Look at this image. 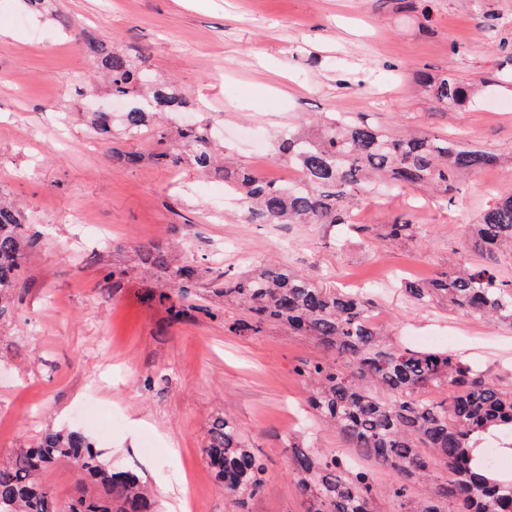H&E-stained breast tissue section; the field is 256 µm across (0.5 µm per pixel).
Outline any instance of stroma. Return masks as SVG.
<instances>
[{
  "label": "stroma",
  "instance_id": "stroma-1",
  "mask_svg": "<svg viewBox=\"0 0 512 512\" xmlns=\"http://www.w3.org/2000/svg\"><path fill=\"white\" fill-rule=\"evenodd\" d=\"M58 8L71 33L24 0H0V191L23 205L39 241L0 315V458L77 426L114 465L145 477L163 512H179L192 491L202 512H225L203 448L209 421L227 415L266 464L268 488L247 512H303L292 444L354 454L326 426L307 438L308 385L295 368L322 349L276 324L232 333L239 308L208 288L201 308L171 316L151 300L167 277L146 272L141 253L159 247L173 264L230 274L247 254L340 288L383 269L427 278L452 260L478 263L468 226L512 193V57L495 47L512 0H59ZM35 34L42 44L33 49ZM88 37L146 52L250 167V135L275 142L305 116L444 134L500 163L472 173L451 200L375 188L348 225L246 224L223 179L155 166L150 143L120 133L101 147L77 121L86 104L111 101L92 80ZM420 70L455 74L478 92L442 107L417 81ZM131 150L146 156L137 168L112 158ZM402 214L415 219L416 237L360 231ZM114 268L125 276L109 279ZM374 301L391 341L418 349L436 338L512 390V324L445 303L417 307L397 289ZM89 399L111 414L109 435L73 418Z\"/></svg>",
  "mask_w": 512,
  "mask_h": 512
}]
</instances>
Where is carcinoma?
Segmentation results:
<instances>
[{"mask_svg": "<svg viewBox=\"0 0 512 512\" xmlns=\"http://www.w3.org/2000/svg\"><path fill=\"white\" fill-rule=\"evenodd\" d=\"M84 52L112 97L131 105L118 120L107 111L86 113L91 134L106 144L118 123L127 134L157 145L151 161L159 167L221 174L224 185L242 196L247 224H348L361 193L376 178L401 189L423 186L452 196L461 178L498 162L491 152L446 136L395 137L366 120L332 118L315 133L295 131L279 139L276 154L297 166L301 177L297 186L275 183L219 157L208 125L163 121L170 112L197 111L195 101L140 57L97 40L85 41ZM416 78L442 103L470 100L471 88L452 74L436 78L420 72ZM25 223L16 204L0 196V316L37 246ZM470 228L481 262L450 266L425 281L406 278L400 290L416 306L444 300L460 312L512 323V275L499 269L502 259L512 258V194L495 199ZM417 229L402 215L384 225V237L401 240ZM145 263L168 276L169 288L158 301L176 314L196 306L206 279L242 309L229 326L235 334L256 335L274 323L326 353L297 368L310 384V412L333 427L345 447L389 470L391 478L381 484L362 464L297 447L290 467L305 512H378L381 498L390 501L392 512H512V475L490 460L492 453H512V391L500 389L484 371L452 350L388 343L371 321L367 298L327 287L285 264L228 276L192 264L175 266L155 247L146 249ZM204 454L224 488L228 512H245L246 503L265 491L264 460L231 418L212 422ZM63 463L75 476L64 501L44 481ZM0 512L158 510L143 477L105 461L81 430L73 429L49 432L0 461Z\"/></svg>", "mask_w": 512, "mask_h": 512, "instance_id": "obj_1", "label": "carcinoma"}]
</instances>
